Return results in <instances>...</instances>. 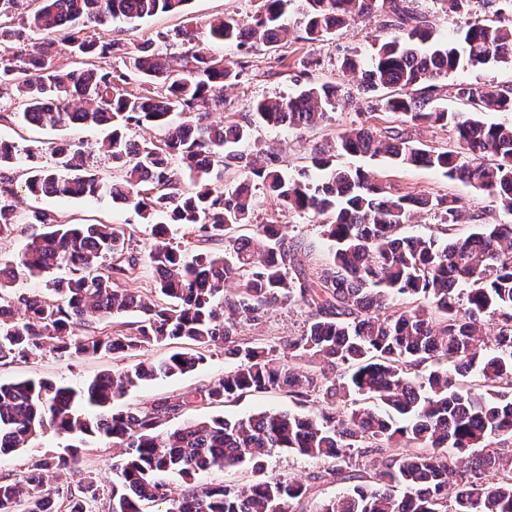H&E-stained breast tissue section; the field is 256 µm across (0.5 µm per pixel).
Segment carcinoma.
Returning <instances> with one entry per match:
<instances>
[{
  "label": "carcinoma",
  "mask_w": 512,
  "mask_h": 512,
  "mask_svg": "<svg viewBox=\"0 0 512 512\" xmlns=\"http://www.w3.org/2000/svg\"><path fill=\"white\" fill-rule=\"evenodd\" d=\"M188 0H0V87L12 86L14 110L0 122L59 129L96 125L112 132L92 149L61 140L50 161L31 149L0 140V238L18 224L34 232L10 261L0 263V363L50 350L61 357L137 355L176 345L101 373L79 388L46 379L0 383V454L19 451L52 429L79 439L65 453L34 462L21 474L0 476V512H95L98 482L91 476L62 488L52 481L75 472L94 442L119 450L112 469V499L104 512H293L311 485L265 474L263 457L283 448L329 461L315 474L351 481L332 497L312 499L310 512H512V224L469 216L465 237H404L415 213H439L453 227L463 218L460 199L446 195H394L361 167H338L315 147L310 164L319 177L290 175L271 153H247L259 126L304 130L323 123L352 99L336 83L305 87L289 96L263 98L248 112L207 121L227 107L224 86L241 71L207 55L197 28L174 33L180 51L162 54L146 41L129 50L100 31L119 20L144 21L185 12ZM385 6L386 28L398 31L377 43L358 90L396 87L385 108L400 125L381 132L364 125L343 129L336 150L384 157L405 167L437 170L481 191L512 214V123H488L486 112H512V86L459 84L454 95L468 107L455 112L432 92L448 73L490 62L512 64V18L467 20L450 40L436 36L414 0H260L248 21L209 23V37L241 49L274 48L288 36V15L302 8L305 33L318 41L355 15ZM42 34L21 42V29ZM75 67H52L61 50ZM128 61L147 87L132 92L129 77L99 65ZM451 126L456 145L435 149L411 139L410 125ZM154 127L158 142H135L128 131ZM106 156L118 179L104 181L85 168L92 151ZM27 162L24 186L34 196L102 200L132 207L158 238L148 253L154 290L126 287L140 257L114 224H64L51 210L25 216L15 209L10 171ZM244 177L222 191L211 188L219 171ZM288 213L324 217L329 260L308 269L304 247L278 224L252 222L256 183ZM190 225L199 247L187 254L166 240L167 226ZM248 233H243V230ZM45 277L51 296L15 288L20 277ZM236 279L227 296L224 284ZM307 310L306 325L275 348L246 342L244 322L257 323L275 304ZM132 312L137 320L105 332L98 323ZM224 346L236 367L213 383L175 397L115 410L132 388L184 375L202 366L211 347ZM322 364L300 370L297 357ZM478 375L479 389L459 378ZM287 393L300 402L315 397V413L262 412L247 418L216 416L172 431L162 422L192 404L222 405L248 395ZM355 396L344 413L340 403ZM485 448L469 470H458L448 449ZM374 456L370 468L348 467L352 453ZM246 468L243 484L198 485L208 470ZM185 484L173 496L168 478ZM459 479L453 498L448 484Z\"/></svg>",
  "instance_id": "carcinoma-1"
}]
</instances>
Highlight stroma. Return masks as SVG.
Returning a JSON list of instances; mask_svg holds the SVG:
<instances>
[{"instance_id": "obj_1", "label": "stroma", "mask_w": 512, "mask_h": 512, "mask_svg": "<svg viewBox=\"0 0 512 512\" xmlns=\"http://www.w3.org/2000/svg\"><path fill=\"white\" fill-rule=\"evenodd\" d=\"M258 6V0H189L181 14H160L143 22L130 25L113 23L107 38L134 47L142 41L162 33L191 24L200 33H207L208 25L215 19L232 15L248 18ZM383 13H375L350 21L325 40L309 42L304 38L305 25L299 13L288 18V38L279 48L244 51L231 44L207 42L209 52L230 63L242 67L243 75L237 84L225 87L224 97L231 112L247 111L253 101L263 97L288 96L298 91L300 84L336 82L352 89V101L337 108L330 120L309 130L288 128L259 129L248 144V151H273L279 157V165L288 173L300 171L314 147L331 146L342 129L352 125H367L376 130L398 124L399 119L384 108L387 90L380 89L367 94L358 92V75L346 72L341 62L345 56L358 55L361 63H368L377 38L390 36L384 28ZM474 83L486 85H512V65L490 63L464 67L443 79L435 92L436 98L452 111H463L461 101L453 96L456 84ZM340 166H360L372 171L392 193H419L450 195L461 199L467 212L485 213L492 223L510 224L512 216L500 210L492 198L477 192L468 184L452 181L441 172L427 168L397 167L384 158L370 159L360 156H336ZM256 205L252 221L265 223L280 218L289 238L303 241L308 247L304 262L309 266H321L327 260L329 242L322 235L319 217L311 214L279 216L274 203L265 190L255 192ZM20 213L36 208L55 211L65 223L91 224L97 221L120 225L133 235V246L141 254H148L155 242L149 225L143 224L134 209L108 200L83 199L60 200L49 197H33L19 193L16 201ZM306 320L305 313L294 306L275 305L262 322L247 323L241 328V336L247 340L274 345L298 335ZM130 362L123 355L99 358H61L49 351H40L27 360L0 366V381L8 382L23 378H48L72 387H79L87 380L104 371L120 370ZM234 363L225 358L223 348L212 349L207 363L198 369L173 378L157 380L130 391L115 404L124 410L152 401L162 396L185 393L209 384L232 369ZM293 399L287 395H253L227 407L194 405L166 422V429H174L185 423L210 418L223 413L246 417L262 411L294 409ZM66 438L47 432L34 439L28 448L0 458V473L18 474L38 459L62 453Z\"/></svg>"}]
</instances>
